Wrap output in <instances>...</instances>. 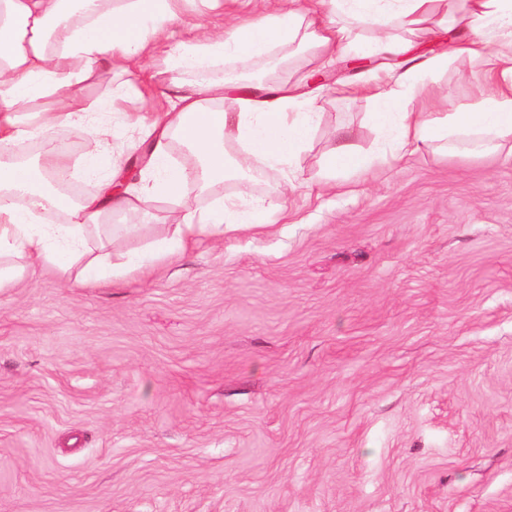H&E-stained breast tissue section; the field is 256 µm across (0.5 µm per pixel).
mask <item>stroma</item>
Segmentation results:
<instances>
[{
  "label": "stroma",
  "mask_w": 512,
  "mask_h": 512,
  "mask_svg": "<svg viewBox=\"0 0 512 512\" xmlns=\"http://www.w3.org/2000/svg\"><path fill=\"white\" fill-rule=\"evenodd\" d=\"M275 0H182L185 26H227ZM460 55L435 99L480 96ZM316 177L336 128L374 150L372 102L326 75ZM163 59L103 73L87 101L126 90L113 147L141 143L130 112H162ZM281 171L241 189L283 205L266 230L188 242L118 285L54 269L0 289V512H512V149L424 150L369 176L281 196ZM164 201L113 215L123 251L177 223Z\"/></svg>",
  "instance_id": "1"
}]
</instances>
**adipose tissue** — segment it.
<instances>
[{"instance_id": "ef3b65f1", "label": "adipose tissue", "mask_w": 512, "mask_h": 512, "mask_svg": "<svg viewBox=\"0 0 512 512\" xmlns=\"http://www.w3.org/2000/svg\"><path fill=\"white\" fill-rule=\"evenodd\" d=\"M179 3L0 0V288L38 264L74 274L79 287L120 282L179 254L193 237H220L272 224L275 209L264 201L245 208L221 203L186 208L169 236L139 254L115 256L88 247L89 237L112 239L108 219L113 213L157 200L184 205L190 184L205 187L228 178V152L238 171L262 164L283 171L284 191L303 187L299 164L322 107L320 94L299 91L280 79L237 93V111L217 112L205 98L228 90L211 78L220 62L275 57L288 68L305 54L325 69L353 52L397 57L396 65L341 86L342 94L372 100L369 119L382 147L363 152L352 131L342 130L323 158L325 181L364 175L425 148L481 154L512 142V0H331L328 15L300 0H284L283 7L227 29L199 33L190 46L167 49L169 69L193 73L194 82L175 85L170 112L150 124L139 185L124 184L114 172L101 177L100 159L112 153V128L102 117L115 111L117 98L108 96L89 106L83 91L103 72L142 70L144 60L164 47L172 27L183 24ZM442 23L464 34L456 52L485 61L484 93L468 105L423 112L415 102L427 96L428 74L442 70L448 57L412 62L405 57L402 36ZM363 31L373 32L370 42L360 40ZM77 121L93 132L82 172L101 178L97 193L74 201L44 188L45 174L70 168L68 154L58 149H44L31 162L7 160L9 148L22 135ZM174 134L201 160L199 173L169 165ZM53 212L64 215V223H48Z\"/></svg>"}]
</instances>
